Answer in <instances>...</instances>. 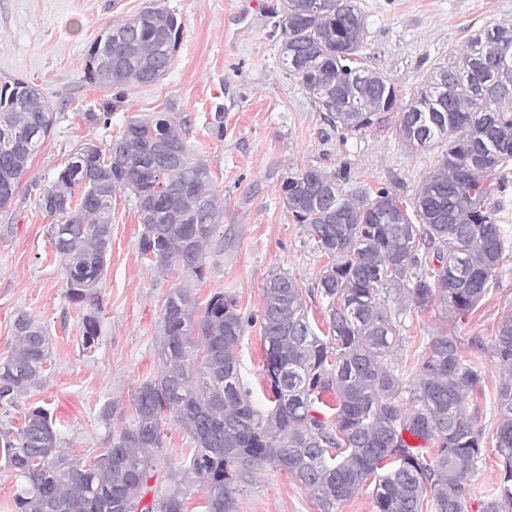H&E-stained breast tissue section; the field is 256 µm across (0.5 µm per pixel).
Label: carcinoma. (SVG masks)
Returning <instances> with one entry per match:
<instances>
[{
    "label": "carcinoma",
    "mask_w": 512,
    "mask_h": 512,
    "mask_svg": "<svg viewBox=\"0 0 512 512\" xmlns=\"http://www.w3.org/2000/svg\"><path fill=\"white\" fill-rule=\"evenodd\" d=\"M279 56L323 119L348 134L395 126L409 150L448 148L406 199L387 187L357 191L348 173L289 169L283 203L312 248L328 259L316 288L328 334L309 318L303 288L287 273L263 285L265 409L239 379L235 350L245 329L237 299L216 292L200 303L188 284L173 288L162 312L158 371L133 396V415L107 448L86 463L60 448L55 423L31 405L23 423L0 426V447L16 478L15 512H187L188 488L203 491L205 512H238V484L270 465L310 490L323 512L372 486L377 512H467L465 486L487 445L470 396L483 389L480 364L464 357L459 321L486 297L508 234L500 200L512 181V24L469 39L438 64L403 103L386 74L360 52L366 18L357 0H279ZM175 14L153 6L108 27L110 69H86L101 86H146L172 64L181 35ZM397 119H392V116ZM54 111L38 89L0 80V208L7 207ZM186 122L167 113L132 119L115 142L121 153L82 147L50 182L40 206L60 218L49 227L63 261L67 295L83 307L81 346L101 340L99 294L112 231V196L129 189L144 230L143 259L154 270L205 278L204 247L224 217L207 163L193 156ZM52 204H47V200ZM439 304L450 322L413 365L411 383L392 360L398 325ZM19 351L0 361V405L43 384L51 341L25 314L15 320ZM507 379L496 389L495 494L484 512H512V310L494 342L479 349ZM336 397L333 414L322 396ZM408 398H403V394ZM193 439L186 461L163 453V417ZM408 433L432 447L406 443ZM168 486L143 500L154 475Z\"/></svg>",
    "instance_id": "obj_1"
}]
</instances>
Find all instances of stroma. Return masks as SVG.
Returning <instances> with one entry per match:
<instances>
[{"mask_svg":"<svg viewBox=\"0 0 512 512\" xmlns=\"http://www.w3.org/2000/svg\"><path fill=\"white\" fill-rule=\"evenodd\" d=\"M182 23L173 63L149 86L103 88L85 77L86 53L113 22L147 3ZM273 0H0V78L28 82L50 102L56 120L32 158L9 207L0 209V361L18 348L14 321L26 314L52 340L43 385L0 424L20 426L32 404L52 414L63 448L89 461L108 447L132 416L139 384L157 370L165 299L183 285L180 272L158 273L143 260V226L130 191L112 199V237L100 284L102 340L81 346L83 309L70 301L66 272L50 243L53 219L40 207L43 191L71 154L107 148L129 120L173 111L186 122V141L204 159L224 199V218L207 247L206 276L195 283L199 302L221 291L236 297L247 318L237 347L240 373L257 405H265L263 285L282 271L309 288V317L325 334V303L314 290L325 263L288 213L280 184L289 168L344 171L358 190L380 186L412 195L444 144L411 151L394 130L342 136L279 62ZM367 18L362 50L367 66L387 73L409 99L434 65L447 61L476 33L512 22V0H357ZM222 112L223 136L210 124ZM109 113L108 122L97 121ZM512 309V264L464 319V339L492 344L501 316ZM448 323L432 307L406 316L394 356L410 371L429 340ZM113 404L111 423L100 410ZM498 456L487 448L465 493L467 512H483L498 481ZM240 512H321L314 496L282 471L264 467L241 484Z\"/></svg>","mask_w":512,"mask_h":512,"instance_id":"stroma-1","label":"stroma"}]
</instances>
